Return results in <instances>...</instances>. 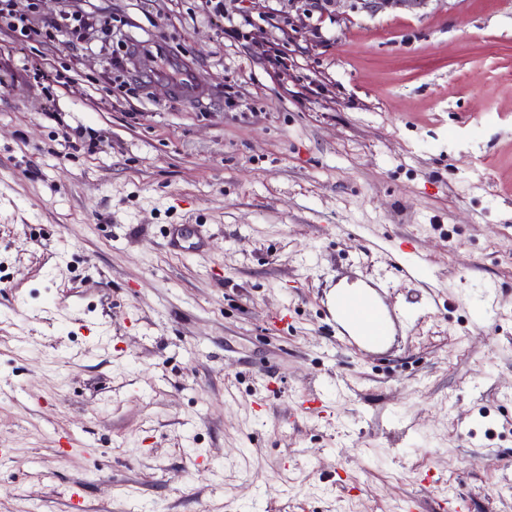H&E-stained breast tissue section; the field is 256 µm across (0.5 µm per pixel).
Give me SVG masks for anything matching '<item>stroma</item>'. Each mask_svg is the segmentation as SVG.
I'll return each instance as SVG.
<instances>
[{"instance_id":"stroma-1","label":"stroma","mask_w":512,"mask_h":512,"mask_svg":"<svg viewBox=\"0 0 512 512\" xmlns=\"http://www.w3.org/2000/svg\"><path fill=\"white\" fill-rule=\"evenodd\" d=\"M35 2L0 21V512H512V0ZM63 11L110 41L46 44ZM341 275L391 349L337 334ZM14 4L12 0H1L0 1V16L2 18H10L13 21H10L8 26L16 36L21 38L29 37V30L31 20L24 15H14ZM361 8L370 12H379L386 9H407L419 11L428 5L430 0H357ZM171 64L178 70V77L174 90L177 95L186 101H191L199 94L194 74L191 70L185 69L178 62L172 60ZM369 291H340L334 297L327 312L336 318L338 330L345 331V325H352L358 342L366 348L384 347L390 336L402 332L400 320L383 300L374 281L368 282Z\"/></svg>"}]
</instances>
